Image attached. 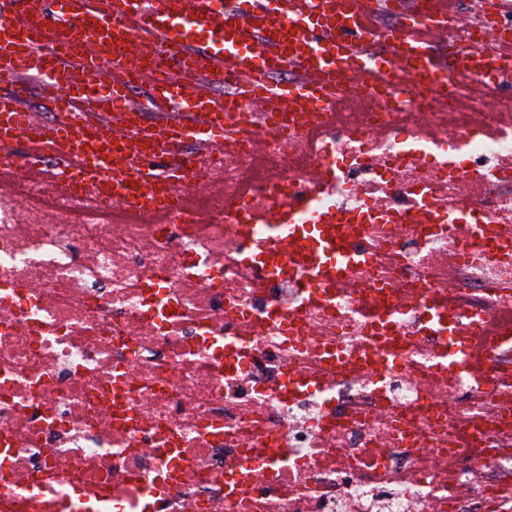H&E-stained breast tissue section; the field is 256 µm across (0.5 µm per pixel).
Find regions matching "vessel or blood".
I'll list each match as a JSON object with an SVG mask.
<instances>
[{
  "mask_svg": "<svg viewBox=\"0 0 512 512\" xmlns=\"http://www.w3.org/2000/svg\"><path fill=\"white\" fill-rule=\"evenodd\" d=\"M391 28L377 35L379 60L365 58L369 35L366 0H0V173L19 176L49 167L72 190L103 198L133 197L126 213L137 223L164 214L178 224L205 223L178 185L192 177L185 144L208 150L239 144L249 116L277 125L283 112H332L336 87L355 94L387 85L406 93L420 86L437 99L468 98L449 81L433 47L452 25H465L449 0H402ZM151 53L143 63L142 53ZM294 72L290 81L281 70ZM111 76L110 88L84 83L73 73ZM150 80L154 100L137 102L134 83ZM209 85L229 86L224 99ZM39 92L55 114L41 120L27 109ZM156 148L129 160L112 149V112L127 116V136L137 138L145 110ZM165 157L157 165L156 157ZM320 200L303 210L268 212V224L305 223Z\"/></svg>",
  "mask_w": 512,
  "mask_h": 512,
  "instance_id": "vessel-or-blood-1",
  "label": "vessel or blood"
}]
</instances>
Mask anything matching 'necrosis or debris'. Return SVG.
Segmentation results:
<instances>
[{"label":"necrosis or debris","mask_w":512,"mask_h":512,"mask_svg":"<svg viewBox=\"0 0 512 512\" xmlns=\"http://www.w3.org/2000/svg\"><path fill=\"white\" fill-rule=\"evenodd\" d=\"M470 82L196 153L205 224L0 178V512H512V67ZM318 193L352 260L314 285L313 226L226 207Z\"/></svg>","instance_id":"1"}]
</instances>
